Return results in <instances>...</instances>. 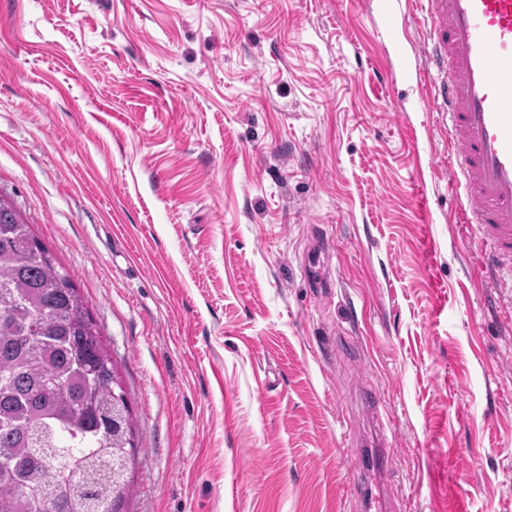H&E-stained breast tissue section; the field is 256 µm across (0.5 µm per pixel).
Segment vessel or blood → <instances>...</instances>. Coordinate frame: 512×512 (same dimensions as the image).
<instances>
[{
  "instance_id": "obj_1",
  "label": "vessel or blood",
  "mask_w": 512,
  "mask_h": 512,
  "mask_svg": "<svg viewBox=\"0 0 512 512\" xmlns=\"http://www.w3.org/2000/svg\"><path fill=\"white\" fill-rule=\"evenodd\" d=\"M422 15L423 75L447 117L460 221L483 235V264L512 275V0H409Z\"/></svg>"
}]
</instances>
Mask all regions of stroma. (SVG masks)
Masks as SVG:
<instances>
[{
    "mask_svg": "<svg viewBox=\"0 0 512 512\" xmlns=\"http://www.w3.org/2000/svg\"><path fill=\"white\" fill-rule=\"evenodd\" d=\"M404 0H0V192L143 438L130 512H512V294Z\"/></svg>",
    "mask_w": 512,
    "mask_h": 512,
    "instance_id": "1",
    "label": "stroma"
}]
</instances>
